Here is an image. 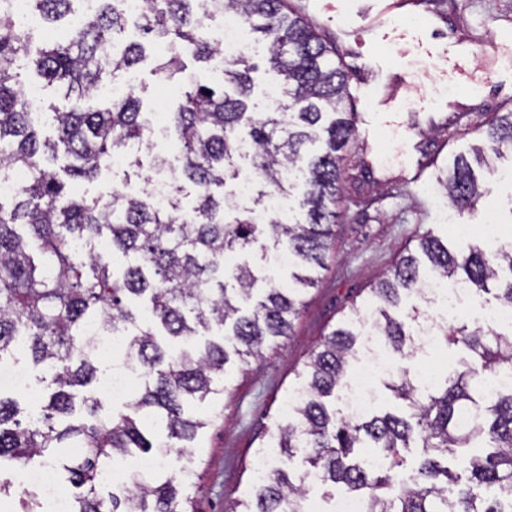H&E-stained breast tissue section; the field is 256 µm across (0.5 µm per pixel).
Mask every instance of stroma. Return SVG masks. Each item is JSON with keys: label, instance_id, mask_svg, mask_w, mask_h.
Listing matches in <instances>:
<instances>
[{"label": "stroma", "instance_id": "obj_1", "mask_svg": "<svg viewBox=\"0 0 512 512\" xmlns=\"http://www.w3.org/2000/svg\"><path fill=\"white\" fill-rule=\"evenodd\" d=\"M336 50L348 75L345 109L354 137L343 152L336 236L317 284L289 336L269 344L263 360L228 366L220 392L202 406L209 424L170 470L188 468L193 512H224L249 498L256 464L302 472L274 439L288 418L298 375L325 335L365 306L374 282L421 237L454 241V224L472 227L485 252L499 244L485 225L512 227V183L476 168L481 198L470 209L449 203L439 179L455 155L481 144V130L512 110V0H419L422 25H372L377 0H285ZM146 111H169L176 89L159 82L152 60L135 72ZM428 161L411 182L413 161Z\"/></svg>", "mask_w": 512, "mask_h": 512}]
</instances>
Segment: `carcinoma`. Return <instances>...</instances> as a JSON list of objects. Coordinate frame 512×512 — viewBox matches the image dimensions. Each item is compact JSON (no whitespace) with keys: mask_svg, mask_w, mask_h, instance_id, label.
Segmentation results:
<instances>
[{"mask_svg":"<svg viewBox=\"0 0 512 512\" xmlns=\"http://www.w3.org/2000/svg\"><path fill=\"white\" fill-rule=\"evenodd\" d=\"M76 0H30L49 23L75 18ZM224 11L241 14L268 43L267 63L283 78L281 107L258 113L250 103L257 69L249 53L223 65L219 86L192 83L181 89L164 125L183 145L182 165L171 186L169 207L148 197L112 195L108 202L74 192L70 184L91 181L134 141L152 153L151 114L137 91L104 108L78 102L98 95L103 84L133 70L147 57L143 41L167 47L187 44L196 63L212 64L216 51L203 34L208 0H145L137 23L143 41L123 39L129 17L114 0L66 35L37 37L0 0V167L23 174L18 191L0 196V361L27 356L53 392L39 413L24 422L17 400L0 394V468L56 463L73 488V512H189L183 482L175 473L100 494L112 460L132 454L178 455L208 420L193 405L217 394L226 365L258 363L264 347L289 335L317 283L335 236L340 192V152L353 135L342 104L347 73L334 51L284 0H222ZM55 86L71 105L53 112V133H40L20 86L19 59ZM188 69L181 53L156 57L154 72L177 80ZM254 148L259 178L253 207L234 209L224 185L237 177L241 130ZM489 152L512 148V111L484 132ZM323 140L324 151L307 145ZM487 165L482 152L454 158L441 182L456 206L481 196L473 164ZM296 169L306 191L304 220L269 215L255 223L253 208L268 188H294ZM195 189L190 218L182 216L184 184ZM235 216L227 219L226 214ZM103 241L108 252L80 254L77 245ZM285 246L302 272L286 288H267L244 312L258 281L254 265ZM419 255L402 256L391 274L371 289L368 317L380 341L405 360L418 352L408 323L423 317L400 308L401 293L424 291L427 273L460 284L472 294L492 293L512 305V247L488 255L465 242L454 249L436 237L420 239ZM132 261L111 268L114 255ZM126 337L127 358L144 381L117 409L89 394L103 362L85 333L88 322ZM222 338L200 339L212 327ZM448 346H464L474 364L446 374L418 393L410 370L390 374L385 389L405 403L402 414L345 418L333 407L350 361L365 346L356 326L333 329L312 353L294 389L288 423L277 426V445L303 454L308 469L297 476L270 468L257 481L255 499L225 512H302L306 478L327 487L343 484L362 498L366 512H512V387L486 394L480 372L512 370V333L442 325ZM419 449L415 474L408 452ZM468 459L467 475L448 456ZM379 458L382 465L371 466Z\"/></svg>","mask_w":512,"mask_h":512,"instance_id":"1","label":"carcinoma"}]
</instances>
